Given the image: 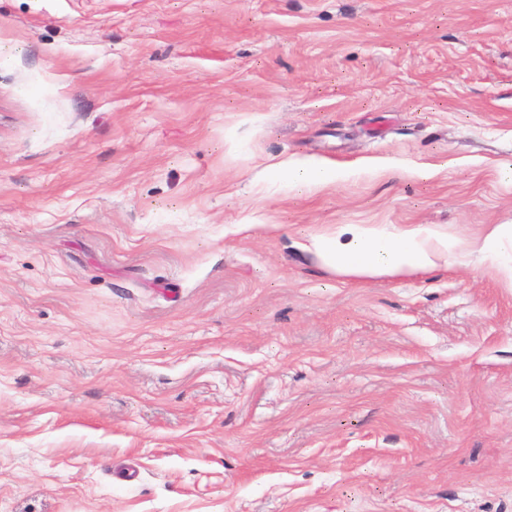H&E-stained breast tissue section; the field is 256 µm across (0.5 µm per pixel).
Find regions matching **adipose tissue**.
Returning a JSON list of instances; mask_svg holds the SVG:
<instances>
[{
  "mask_svg": "<svg viewBox=\"0 0 512 512\" xmlns=\"http://www.w3.org/2000/svg\"><path fill=\"white\" fill-rule=\"evenodd\" d=\"M309 243L327 268L359 281L425 274L437 259L464 265L474 256L512 277L511 224L486 225L472 240L450 236L435 224H339L311 235Z\"/></svg>",
  "mask_w": 512,
  "mask_h": 512,
  "instance_id": "obj_1",
  "label": "adipose tissue"
}]
</instances>
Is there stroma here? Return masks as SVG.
Segmentation results:
<instances>
[{
    "label": "stroma",
    "mask_w": 512,
    "mask_h": 512,
    "mask_svg": "<svg viewBox=\"0 0 512 512\" xmlns=\"http://www.w3.org/2000/svg\"><path fill=\"white\" fill-rule=\"evenodd\" d=\"M337 224H512V0H0V512H512V283ZM280 172L288 174V182L292 178L294 183L308 189L323 187L336 183V168L321 163L279 164L274 166ZM309 243L327 268L359 281L425 274L439 258L464 265L480 256L512 282L511 224H488L472 240L450 236L436 224H337L329 233L311 235Z\"/></svg>",
    "instance_id": "stroma-1"
}]
</instances>
